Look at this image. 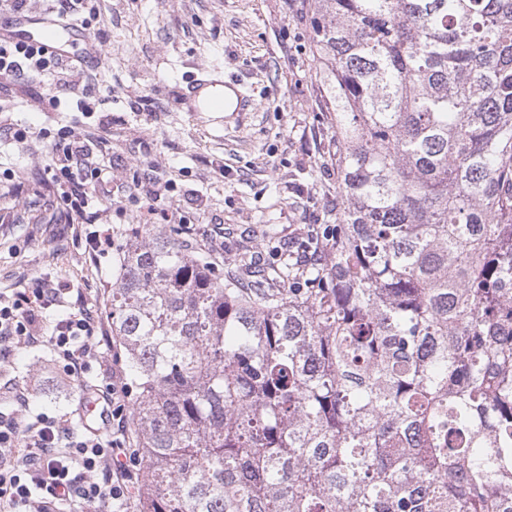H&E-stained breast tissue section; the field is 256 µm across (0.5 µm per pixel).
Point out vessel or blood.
Listing matches in <instances>:
<instances>
[{
	"mask_svg": "<svg viewBox=\"0 0 512 512\" xmlns=\"http://www.w3.org/2000/svg\"><path fill=\"white\" fill-rule=\"evenodd\" d=\"M0 36L16 42L35 43L49 53L70 56L78 42L88 41L89 36L78 23L48 18L40 12L15 14L0 20ZM179 103L188 104L190 111L223 110L229 107L244 111L249 102L244 96L229 100L224 96L223 81L204 75L192 79L185 89L180 90Z\"/></svg>",
	"mask_w": 512,
	"mask_h": 512,
	"instance_id": "1",
	"label": "vessel or blood"
}]
</instances>
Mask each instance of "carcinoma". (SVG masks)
I'll return each instance as SVG.
<instances>
[{
	"instance_id": "1",
	"label": "carcinoma",
	"mask_w": 512,
	"mask_h": 512,
	"mask_svg": "<svg viewBox=\"0 0 512 512\" xmlns=\"http://www.w3.org/2000/svg\"><path fill=\"white\" fill-rule=\"evenodd\" d=\"M343 188L322 263L172 234L108 319L141 512H512V0H315Z\"/></svg>"
}]
</instances>
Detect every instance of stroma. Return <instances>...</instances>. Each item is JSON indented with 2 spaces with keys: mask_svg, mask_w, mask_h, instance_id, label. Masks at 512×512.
Instances as JSON below:
<instances>
[{
  "mask_svg": "<svg viewBox=\"0 0 512 512\" xmlns=\"http://www.w3.org/2000/svg\"><path fill=\"white\" fill-rule=\"evenodd\" d=\"M311 0H84L91 38L82 53L97 73L93 97L53 105L50 86L0 84V292L68 287L108 308L119 255L95 260L92 225L71 223L41 170L60 129L90 138L91 160L111 182L98 197L120 228L160 232L142 220L126 188L172 183L159 207H174L202 235L189 249L224 277L250 287L257 270L303 259L311 237L342 207L340 144L312 43ZM219 65L255 101L250 112H185L180 88ZM147 106L136 107L141 97ZM24 182L26 191L11 188ZM28 390L29 410L51 417L79 409L81 385L62 383L46 347L16 348L0 364V397Z\"/></svg>",
  "mask_w": 512,
  "mask_h": 512,
  "instance_id": "obj_1",
  "label": "stroma"
}]
</instances>
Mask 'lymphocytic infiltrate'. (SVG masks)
Returning <instances> with one entry per match:
<instances>
[{
    "label": "lymphocytic infiltrate",
    "mask_w": 512,
    "mask_h": 512,
    "mask_svg": "<svg viewBox=\"0 0 512 512\" xmlns=\"http://www.w3.org/2000/svg\"><path fill=\"white\" fill-rule=\"evenodd\" d=\"M0 78L25 83L47 81L61 94L90 97L92 87L81 65L43 48L0 39ZM68 213L81 223L101 225L89 242L99 257L112 250L114 229L108 212L92 188L102 177L88 164L79 139L62 132L42 169ZM61 288H34L10 296L0 294V358L8 359L14 346L45 345L54 363L69 378L83 379L93 364L104 359L102 348L110 339L98 335L97 307L82 306L59 319L50 336L40 325L47 299L61 300ZM98 389L108 410L104 431L86 436L75 432L70 416L43 417L27 412L26 393L16 394L13 409L0 411V512H105L122 506L135 480L122 441L125 398L128 391L110 369L98 375Z\"/></svg>",
    "instance_id": "obj_1"
}]
</instances>
